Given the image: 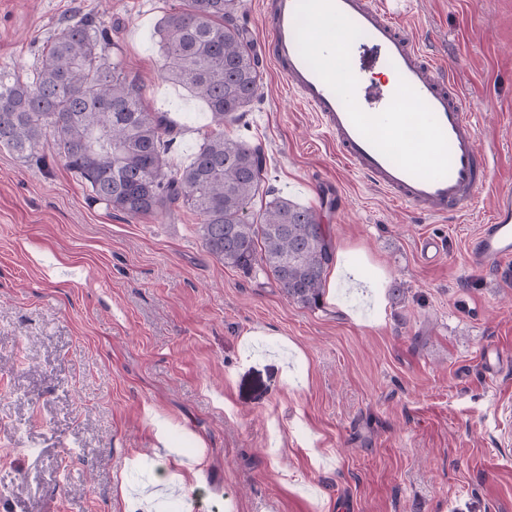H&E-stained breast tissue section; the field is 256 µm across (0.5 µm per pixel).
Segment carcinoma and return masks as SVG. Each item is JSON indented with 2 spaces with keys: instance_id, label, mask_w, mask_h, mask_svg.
I'll return each mask as SVG.
<instances>
[{
  "instance_id": "cac0c4a2",
  "label": "carcinoma",
  "mask_w": 512,
  "mask_h": 512,
  "mask_svg": "<svg viewBox=\"0 0 512 512\" xmlns=\"http://www.w3.org/2000/svg\"><path fill=\"white\" fill-rule=\"evenodd\" d=\"M167 81L210 111V131L185 167L167 155L180 128L145 109L135 81L99 47L109 30L91 16L67 21L24 75L0 67V147L43 163L50 136L57 156L92 197L131 218L185 208L200 219L205 249L224 265L258 268L284 294L315 307L333 252L314 210L287 198L247 208L263 193L262 148L224 136L260 96L261 63L247 46L234 0H185L158 28Z\"/></svg>"
}]
</instances>
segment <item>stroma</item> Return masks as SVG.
Masks as SVG:
<instances>
[{
  "mask_svg": "<svg viewBox=\"0 0 512 512\" xmlns=\"http://www.w3.org/2000/svg\"><path fill=\"white\" fill-rule=\"evenodd\" d=\"M181 3L0 0V66L33 70L62 23L103 14L105 57L180 127L168 160L186 164L210 117L163 80L156 35ZM403 8L465 80L495 159L467 219L351 171L270 65L224 127L262 147L266 189L313 208L355 278L318 306L218 261L191 213L130 218L51 146L43 166L0 148V512H133L171 474L182 486L150 512H512V261L468 249L512 188V0Z\"/></svg>",
  "mask_w": 512,
  "mask_h": 512,
  "instance_id": "obj_1",
  "label": "stroma"
}]
</instances>
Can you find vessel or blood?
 <instances>
[{
  "instance_id": "vessel-or-blood-1",
  "label": "vessel or blood",
  "mask_w": 512,
  "mask_h": 512,
  "mask_svg": "<svg viewBox=\"0 0 512 512\" xmlns=\"http://www.w3.org/2000/svg\"><path fill=\"white\" fill-rule=\"evenodd\" d=\"M402 0H335L336 7L361 30L351 46L357 79L356 101L366 113H381L394 88L373 83L381 69L404 79L431 109L448 142L450 169L440 179L425 180L396 165L354 126L332 89L302 59L295 38L297 0H263L267 36L264 58L285 79L298 102L315 112L322 132L341 161L395 202L429 216L465 217L477 207L476 193L486 185L491 158L476 143L477 125L466 110V97L446 58L428 54L404 24ZM480 264L495 267L512 258V188L498 189L491 215L471 244Z\"/></svg>"
}]
</instances>
